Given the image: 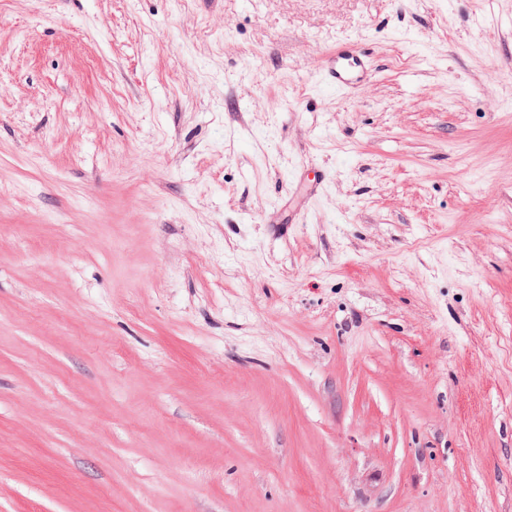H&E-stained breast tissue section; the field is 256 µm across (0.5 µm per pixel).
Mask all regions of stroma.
I'll return each mask as SVG.
<instances>
[{
	"label": "stroma",
	"mask_w": 512,
	"mask_h": 512,
	"mask_svg": "<svg viewBox=\"0 0 512 512\" xmlns=\"http://www.w3.org/2000/svg\"><path fill=\"white\" fill-rule=\"evenodd\" d=\"M0 512H512V0H0ZM370 73L368 55L350 42L336 46V51L326 58L323 79L336 91H347L362 84Z\"/></svg>",
	"instance_id": "stroma-1"
}]
</instances>
